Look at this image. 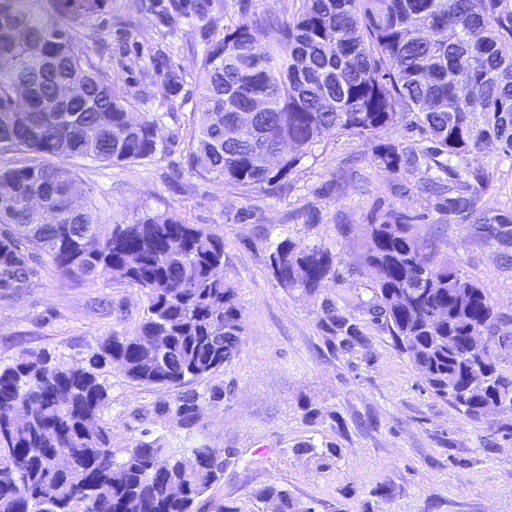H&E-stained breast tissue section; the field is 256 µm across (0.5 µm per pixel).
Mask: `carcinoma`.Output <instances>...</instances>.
Segmentation results:
<instances>
[{
  "instance_id": "1",
  "label": "carcinoma",
  "mask_w": 512,
  "mask_h": 512,
  "mask_svg": "<svg viewBox=\"0 0 512 512\" xmlns=\"http://www.w3.org/2000/svg\"><path fill=\"white\" fill-rule=\"evenodd\" d=\"M107 2L0 0V153L41 157L0 167V288L20 287L46 258L81 282L108 270L145 299L134 331L102 338L78 367L46 352L0 366V512H27L35 501L48 512L83 503L91 512H240L209 494L240 455L194 440L202 405L224 390H182L239 353L244 308L224 275V240L170 213L103 224L81 196L68 199L70 158L117 166L168 151L157 140L162 116L133 120L83 38ZM266 28L265 37L240 23L208 45L184 148L190 173L267 191L313 144L403 123L430 142L424 152L448 179V212L512 240L511 213L478 210L485 174L470 168L491 141L512 153V0H304L293 19L273 16ZM255 98L267 107L238 124ZM416 158L403 145L374 156L392 170ZM366 239L364 264L376 275L369 311L426 385L472 420L489 404L512 411V374L495 353L508 336L484 289L395 217L367 225ZM269 259L289 291L311 295L339 280L327 247L285 237ZM326 307L331 334L356 340L357 325ZM115 363L130 381L172 392L133 412L145 428L123 448L103 419ZM166 416L191 444L153 435ZM295 452L324 460L337 448L302 443ZM255 498L275 512H314L277 484Z\"/></svg>"
}]
</instances>
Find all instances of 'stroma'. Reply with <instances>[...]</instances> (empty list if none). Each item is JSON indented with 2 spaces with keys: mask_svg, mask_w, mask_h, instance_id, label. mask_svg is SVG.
Segmentation results:
<instances>
[{
  "mask_svg": "<svg viewBox=\"0 0 512 512\" xmlns=\"http://www.w3.org/2000/svg\"><path fill=\"white\" fill-rule=\"evenodd\" d=\"M205 3L204 14L169 15V0H108L86 39L127 92L133 116L162 115L161 133L172 148L123 167L82 159L68 167L103 223L169 212L224 240V273L239 290L246 331L235 360L195 385L200 392L224 390L223 400L201 410V440L242 454L216 495L240 512H262L254 494L275 482L315 512H512V412L474 421L433 394L368 313L375 275L359 268L366 226L398 215L485 289L506 318L503 332L512 336V244L487 239L481 225L448 213L441 195L421 191L424 166L393 171L374 162L390 144L425 148L401 124L314 144L271 192L191 175L182 149L208 41L241 22L293 18L302 6V0ZM159 60L180 72V88L164 84ZM470 166L486 175L481 210L512 213V157L489 146ZM285 237L330 248L339 280L313 295L281 288L269 254ZM328 301L357 324L362 343L345 346L330 335ZM143 307L139 292L111 272L80 283L39 262L24 288H0V366L29 350L50 352L66 365L82 363L98 340L133 329ZM107 379L104 419L114 446L122 447L140 436L132 410L152 408L162 392L132 383L116 366ZM307 441L335 444L338 454L328 460L296 455ZM380 485L390 487L388 500L373 496Z\"/></svg>",
  "mask_w": 512,
  "mask_h": 512,
  "instance_id": "obj_1",
  "label": "stroma"
}]
</instances>
